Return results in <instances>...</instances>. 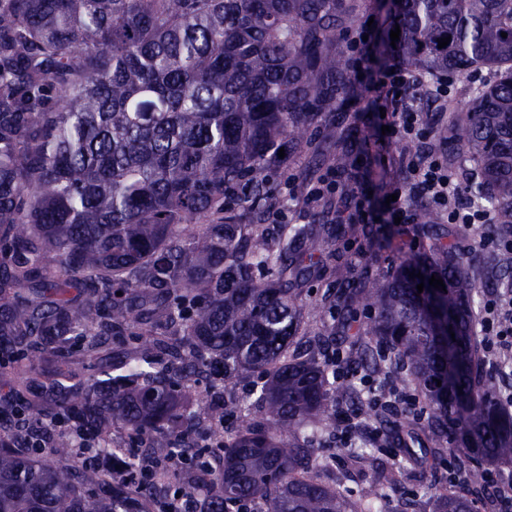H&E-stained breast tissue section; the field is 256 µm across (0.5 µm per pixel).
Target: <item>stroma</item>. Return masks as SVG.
I'll use <instances>...</instances> for the list:
<instances>
[{
    "label": "stroma",
    "mask_w": 512,
    "mask_h": 512,
    "mask_svg": "<svg viewBox=\"0 0 512 512\" xmlns=\"http://www.w3.org/2000/svg\"><path fill=\"white\" fill-rule=\"evenodd\" d=\"M496 78L493 70L480 68L459 77L451 90L452 108L446 112H426L425 127L430 133L428 144L398 140L381 131L385 120L377 111L372 98L361 89L353 72H346L339 97L341 108L332 113L329 121L309 127L304 140L288 154V167L280 171L275 182L278 186L275 206L268 221L272 224H321L332 252L326 265L313 275L302 293L305 305L300 334L343 331L345 325L368 324L370 314L356 316L334 314L330 304L340 293L359 279L391 276L403 254H423L429 251L433 240L461 245L462 242L488 235L487 225L436 223L429 234H422L423 220L414 201H407L410 217L406 224H357L350 222L349 214L355 204L342 197L345 189L371 193V206L377 211L386 208L387 186L404 180L402 158L414 156L429 146L446 157L448 167L456 175L462 193H469L472 184L480 179L479 168L469 160L467 153L449 155V141L458 139L461 121L471 101V90L491 84ZM345 152L349 158L346 170H338L329 163L330 155ZM332 181L335 191L325 194L308 206L297 205L294 186L303 192L319 187L321 180ZM479 261L473 269L478 285L475 306H482L491 289L507 284L506 273L512 269V260L500 252L481 249ZM333 424L341 438L335 444L336 466L322 470L325 483H347L354 494L368 490L373 473L364 470L354 481H346L345 473L351 468L352 456L382 458L396 453V445L376 449L360 434H347V422L336 417ZM447 456H440L425 464L412 461L402 463L395 485L387 490L383 503L385 512H432L438 497L452 494L448 485Z\"/></svg>",
    "instance_id": "35a3bbf8"
}]
</instances>
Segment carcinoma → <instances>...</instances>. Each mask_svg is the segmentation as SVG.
<instances>
[{
    "label": "carcinoma",
    "instance_id": "cac0c4a2",
    "mask_svg": "<svg viewBox=\"0 0 512 512\" xmlns=\"http://www.w3.org/2000/svg\"><path fill=\"white\" fill-rule=\"evenodd\" d=\"M386 3L406 64L496 71L472 96L463 142L482 173L471 194L493 233H512V0ZM349 11V0H0V357L13 359L0 512H158L169 481L206 512H375L395 473H378L365 508L318 477L315 432L372 400L329 387L338 344L358 368L406 370L429 430L467 437L470 486L483 463L512 461L500 380L472 359L476 282L448 245L345 293L374 312L370 327L295 341L328 241L311 224L275 235L261 221L271 173L288 164L279 148L338 105L333 47ZM121 336L137 344L113 356ZM251 375L264 417L241 430L220 429L228 402L184 401L189 383L224 392ZM119 430L134 451L112 447ZM33 439L67 452L36 458ZM117 457L155 464L163 481L113 477ZM432 512L471 501L445 496Z\"/></svg>",
    "mask_w": 512,
    "mask_h": 512
}]
</instances>
